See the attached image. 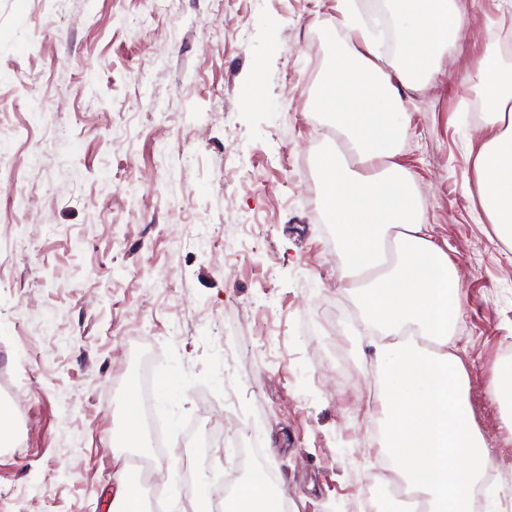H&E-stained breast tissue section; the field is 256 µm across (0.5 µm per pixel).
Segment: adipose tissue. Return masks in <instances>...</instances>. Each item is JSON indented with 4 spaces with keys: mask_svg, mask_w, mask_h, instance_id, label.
I'll return each mask as SVG.
<instances>
[{
    "mask_svg": "<svg viewBox=\"0 0 512 512\" xmlns=\"http://www.w3.org/2000/svg\"><path fill=\"white\" fill-rule=\"evenodd\" d=\"M397 64L386 71L355 0H336V54L309 98L328 118L318 158L319 206L333 224L340 275L357 280L361 317L379 333L372 343L383 391L391 471L427 502L428 512H472L471 491L490 458L473 420L470 379L449 352L460 311L459 277L434 242L415 200L412 175L398 163L407 127L404 91L428 82L466 21L462 0H392ZM469 81L485 95L488 139L474 159L476 201L494 234L512 243V68L487 46ZM222 512H283L261 474L223 499Z\"/></svg>",
    "mask_w": 512,
    "mask_h": 512,
    "instance_id": "ef3b65f1",
    "label": "adipose tissue"
}]
</instances>
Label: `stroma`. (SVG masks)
I'll list each match as a JSON object with an SVG mask.
<instances>
[{
  "label": "stroma",
  "instance_id": "35a3bbf8",
  "mask_svg": "<svg viewBox=\"0 0 512 512\" xmlns=\"http://www.w3.org/2000/svg\"><path fill=\"white\" fill-rule=\"evenodd\" d=\"M465 8L408 93L398 160L459 275L451 335L496 474L485 495L512 512V433L486 395L512 359V245L469 193L485 131L467 85L512 13ZM335 32L336 0H0V512H109L119 453L164 471L146 512H184L172 489L216 481L228 412L275 435L291 512H367L386 425L307 109ZM171 375L179 395L153 398L165 447L116 450L136 384Z\"/></svg>",
  "mask_w": 512,
  "mask_h": 512
}]
</instances>
